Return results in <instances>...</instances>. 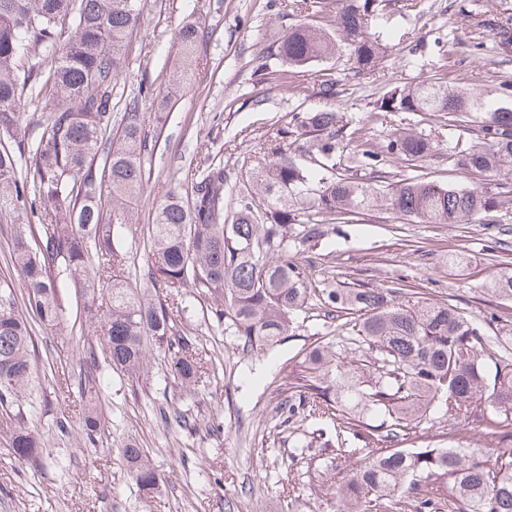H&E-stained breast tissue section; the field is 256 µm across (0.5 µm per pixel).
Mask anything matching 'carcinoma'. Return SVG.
Here are the masks:
<instances>
[{"label": "carcinoma", "mask_w": 512, "mask_h": 512, "mask_svg": "<svg viewBox=\"0 0 512 512\" xmlns=\"http://www.w3.org/2000/svg\"><path fill=\"white\" fill-rule=\"evenodd\" d=\"M336 27L298 24L278 34L267 56L280 67L264 69L261 80L282 90L289 74L327 62L344 45L355 73L374 70L379 36L368 17L377 0H336ZM147 0H0V223L12 225L10 259L22 288L0 282V408L14 414L9 451L18 460L44 463L41 443L23 408L39 379L33 325L64 329L58 288L70 278L97 299L100 345L85 361L103 356L112 371L138 377L148 350L163 353L172 376L192 393L204 363L196 342L175 330L171 313L146 291L114 277L129 251L118 226L124 205L144 189L143 156L148 151L144 111L158 94L142 82L115 111L116 82L126 46L144 20ZM498 54L512 55V16L488 22ZM204 27L182 25L176 35L180 66L170 82L184 87L199 67ZM44 51L53 103L43 108L36 148L21 130V102L40 85L42 70L30 63ZM336 78L323 73L317 95L329 105L296 112L260 147L242 184L233 183L224 163L204 152L190 182L162 188L149 237L154 288H192L207 298L212 325L235 336L250 351L274 345L316 303L323 317L358 315L350 331L321 335L298 361L291 394L279 405L280 425L317 415L352 431L332 449L334 457L360 458L338 486L339 512H512V452L487 448L426 446L402 448L403 433L439 418L471 414L488 426L512 418V336H487L466 311L413 298L408 288L313 287L306 247L324 235L325 224H349L369 210H388L415 222L494 224L503 207L500 192L461 187L413 173L391 178L382 154L363 147L347 150L344 115L330 102ZM373 112H434L460 121L480 115L474 141L454 164L490 177L512 161V81L500 97L471 88L426 80L414 87L390 84ZM435 146L414 131L388 138L386 153L421 162ZM367 171L362 181L352 170ZM44 215L39 238L31 217ZM512 299V268L484 285ZM24 307H19L18 300ZM370 416L371 424L363 421ZM102 412L84 408L87 437L100 428ZM160 421L191 435L201 423L173 404L160 408ZM139 490L150 494L163 483L144 449L130 442L119 449Z\"/></svg>", "instance_id": "carcinoma-1"}]
</instances>
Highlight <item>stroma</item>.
Returning <instances> with one entry per match:
<instances>
[{
	"label": "stroma",
	"mask_w": 512,
	"mask_h": 512,
	"mask_svg": "<svg viewBox=\"0 0 512 512\" xmlns=\"http://www.w3.org/2000/svg\"><path fill=\"white\" fill-rule=\"evenodd\" d=\"M289 3L150 0L142 27L130 39L118 89L129 94L147 80L166 92L168 76L178 64V29L197 20L207 34L198 47L202 66L191 85L171 98L166 121L157 123L154 112L146 114L151 150L143 161L145 186L127 206L123 243L130 260L119 272L131 286L146 285L149 217L162 185L190 176L204 145L231 178L245 176L250 147L271 136L293 113L322 107L312 85L326 67L338 82L334 107L351 128L368 127L373 146L384 145L394 129H415L444 146L423 164L428 179L478 185V177L448 159L449 149L470 145L471 123L452 126L438 113L377 116L372 109L390 81L413 85L441 78L497 95L501 82L512 78V60L496 52L493 35L482 22L512 15V0H385L375 23L384 49L373 73L354 74L342 49L329 63L318 62L294 74L284 91L261 82L258 73L277 65L265 53L272 31L300 20ZM438 38L446 41L447 54L438 53ZM501 216L498 224H422L375 210L356 224L326 225L322 240L305 257L316 285L401 284L420 297L467 309L480 319L486 335L512 336V301L481 290L483 282L512 267L511 200ZM453 252L464 253V262L449 264ZM61 296L66 331L34 328L39 354L50 363L32 410L47 463L33 467L14 458L7 450L9 431L0 425V512H281L287 495L295 497L296 512H334L331 488L351 473L355 459L323 465L321 444L336 438L332 422L307 419L283 428L277 415L297 354L322 328L319 309H310L304 326L271 350L246 352L234 337L210 326L205 297L188 288L179 298L157 292L155 303L173 310L177 330L195 337L199 354L210 366L198 392L190 395L156 354L150 357L148 374L136 381L105 365L87 369L82 354L98 341L96 325L84 308L79 285L65 283ZM88 377L98 385L103 413L91 441L83 430L80 388ZM168 401L200 422L218 424V432L198 437L163 426L156 410ZM61 420L66 430L58 428ZM476 434L483 447L512 449V425L486 427L472 416L424 425L418 442L464 446ZM132 438L146 448L164 477L154 497L139 492L119 460V448Z\"/></svg>",
	"instance_id": "35a3bbf8"
}]
</instances>
